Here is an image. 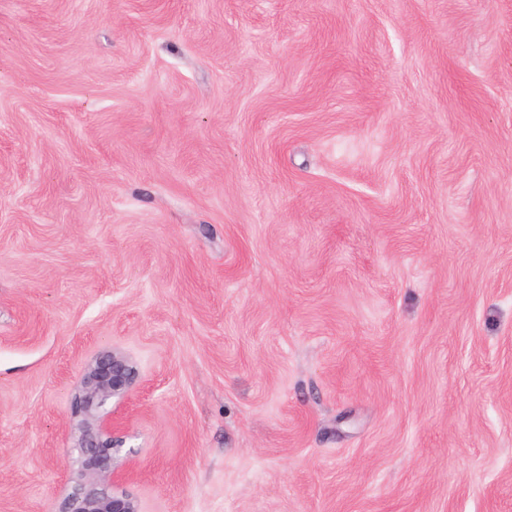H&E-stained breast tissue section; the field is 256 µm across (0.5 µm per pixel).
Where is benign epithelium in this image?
<instances>
[{
  "label": "benign epithelium",
  "mask_w": 512,
  "mask_h": 512,
  "mask_svg": "<svg viewBox=\"0 0 512 512\" xmlns=\"http://www.w3.org/2000/svg\"><path fill=\"white\" fill-rule=\"evenodd\" d=\"M138 371L124 354L102 350L84 367L71 407L74 477L57 512H138L136 500L114 490L124 440L107 406L130 393Z\"/></svg>",
  "instance_id": "benign-epithelium-1"
}]
</instances>
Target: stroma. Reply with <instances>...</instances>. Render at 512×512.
Segmentation results:
<instances>
[{
  "label": "stroma",
  "mask_w": 512,
  "mask_h": 512,
  "mask_svg": "<svg viewBox=\"0 0 512 512\" xmlns=\"http://www.w3.org/2000/svg\"><path fill=\"white\" fill-rule=\"evenodd\" d=\"M104 349L140 512H512V0H0V512Z\"/></svg>",
  "instance_id": "1"
}]
</instances>
